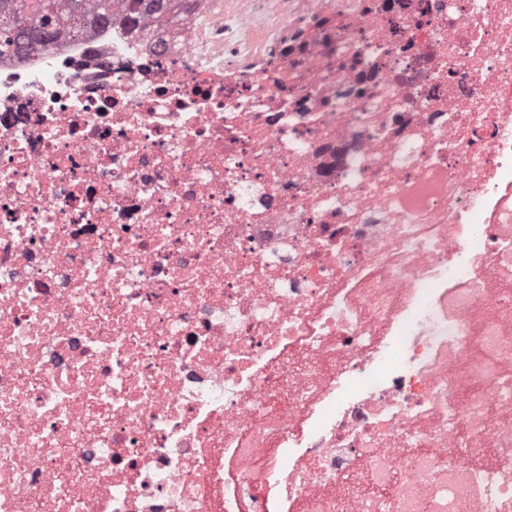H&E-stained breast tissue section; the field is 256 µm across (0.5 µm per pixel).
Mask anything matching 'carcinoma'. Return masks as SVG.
Masks as SVG:
<instances>
[{
	"label": "carcinoma",
	"instance_id": "1",
	"mask_svg": "<svg viewBox=\"0 0 512 512\" xmlns=\"http://www.w3.org/2000/svg\"><path fill=\"white\" fill-rule=\"evenodd\" d=\"M164 4L151 9L146 0H11L9 13L0 15V56L43 47L61 33L80 36L118 17L161 18L170 10L169 0Z\"/></svg>",
	"mask_w": 512,
	"mask_h": 512
}]
</instances>
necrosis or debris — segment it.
<instances>
[{
  "label": "necrosis or debris",
  "instance_id": "necrosis-or-debris-1",
  "mask_svg": "<svg viewBox=\"0 0 512 512\" xmlns=\"http://www.w3.org/2000/svg\"><path fill=\"white\" fill-rule=\"evenodd\" d=\"M512 512V0H209L0 58V512Z\"/></svg>",
  "mask_w": 512,
  "mask_h": 512
}]
</instances>
